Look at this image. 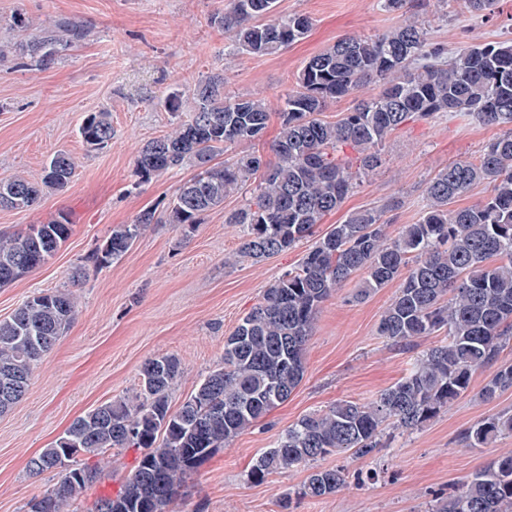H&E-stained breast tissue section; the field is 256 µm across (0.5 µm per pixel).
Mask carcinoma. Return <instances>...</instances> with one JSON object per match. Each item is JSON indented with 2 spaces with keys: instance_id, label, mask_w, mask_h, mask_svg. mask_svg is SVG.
<instances>
[{
  "instance_id": "cac0c4a2",
  "label": "carcinoma",
  "mask_w": 512,
  "mask_h": 512,
  "mask_svg": "<svg viewBox=\"0 0 512 512\" xmlns=\"http://www.w3.org/2000/svg\"><path fill=\"white\" fill-rule=\"evenodd\" d=\"M278 0H231L222 23L233 51L276 54L304 39L312 19L277 10ZM388 12L407 15L399 26L373 36H349L313 55L282 100L273 141L275 162L255 154L219 161L224 146L264 136L269 108L261 98L224 96V75L195 85L190 105L180 91L161 99L165 110L189 112L175 131L147 142L136 173L148 180L186 164V179L164 212L147 207L131 224H121L90 262L112 263L124 254L145 224L193 225L224 205L235 192L252 190L248 205L224 218L245 226L239 253L255 261L296 247L311 237L324 216L350 194L356 176L336 158L351 144L362 154L363 173L381 163L388 135L408 118L468 113L498 126L477 161L457 159L427 182V207L415 224L387 233L382 211L350 214L317 240L297 268L265 289L261 301L224 339V361L201 379L179 409L170 389L180 373L173 355L148 360L139 392L105 403L74 419L48 448L32 457L29 471L59 470L52 491L30 503V512H70L72 503L100 476V469L77 460L112 451H140L135 469L112 498H100L83 512H174L178 489L224 444L261 422L284 403L301 382L304 350L321 304L352 275L364 274V291L399 281L398 293L381 316L378 333L396 345L444 333L410 372L367 402L340 400L323 413L299 419L264 450L250 470L251 480L294 466H307L346 452L372 455L386 430H415L467 393L474 375L498 361L512 341V39L471 45L448 53L430 42L420 0H382ZM84 29L66 21L58 30L26 45L40 66L83 39ZM338 122L318 118L330 101L370 84ZM83 141L102 149L112 141L111 113L88 114ZM75 174L69 154H55L40 181L23 176L0 180V207L27 209L49 191L61 190ZM489 187L479 205L454 208L474 186ZM63 217L0 236V286L45 263L70 236ZM72 295L57 290L25 300L0 321V413L26 393L33 370L75 321ZM512 388V364H502L479 396L489 400ZM512 434V411L468 427L463 439L483 448ZM80 480V490L66 487ZM346 484L342 468H317L303 494L319 498ZM432 512H512V454L496 456L466 477Z\"/></svg>"
}]
</instances>
